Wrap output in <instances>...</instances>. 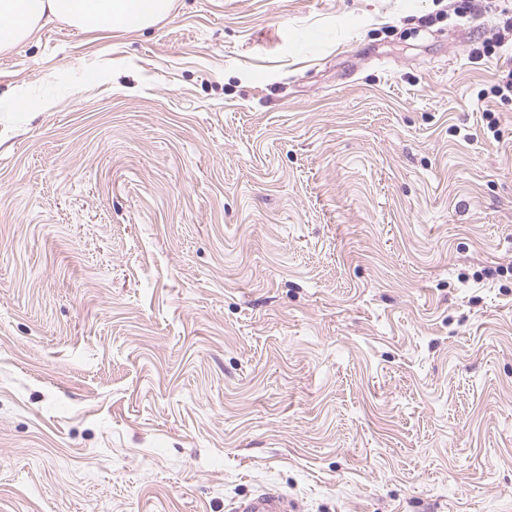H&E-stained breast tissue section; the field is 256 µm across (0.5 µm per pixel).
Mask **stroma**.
<instances>
[{"instance_id": "35a3bbf8", "label": "stroma", "mask_w": 512, "mask_h": 512, "mask_svg": "<svg viewBox=\"0 0 512 512\" xmlns=\"http://www.w3.org/2000/svg\"><path fill=\"white\" fill-rule=\"evenodd\" d=\"M506 7L172 0L0 52V512H512ZM288 502L279 492L265 491L237 501L231 512H287Z\"/></svg>"}]
</instances>
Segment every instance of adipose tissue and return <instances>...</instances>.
<instances>
[{
    "instance_id": "obj_1",
    "label": "adipose tissue",
    "mask_w": 512,
    "mask_h": 512,
    "mask_svg": "<svg viewBox=\"0 0 512 512\" xmlns=\"http://www.w3.org/2000/svg\"><path fill=\"white\" fill-rule=\"evenodd\" d=\"M169 9L170 0H0V50L29 38L45 19H62L87 31H136Z\"/></svg>"
}]
</instances>
